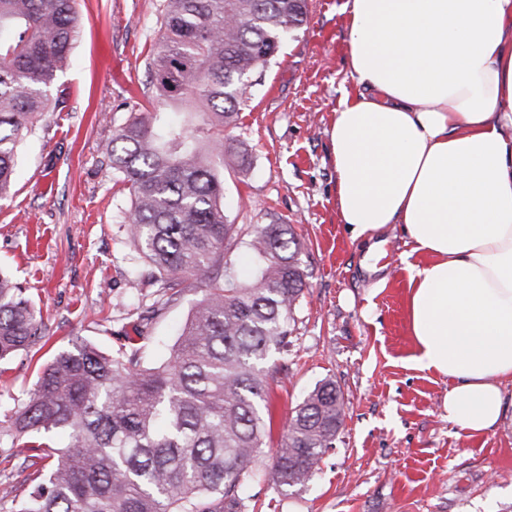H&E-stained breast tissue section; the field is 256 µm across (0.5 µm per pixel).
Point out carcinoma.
<instances>
[{
    "label": "carcinoma",
    "mask_w": 512,
    "mask_h": 512,
    "mask_svg": "<svg viewBox=\"0 0 512 512\" xmlns=\"http://www.w3.org/2000/svg\"><path fill=\"white\" fill-rule=\"evenodd\" d=\"M161 17L149 88L159 104L198 105L206 136L140 112L114 130L107 153L129 189L137 252L172 295L188 277L205 281L204 294L157 366L139 348L110 356L83 340L39 368L4 436L33 451L30 465L54 463L25 498L0 488L12 512H256L244 484L267 436L260 404L306 280L290 224L259 225L253 274L224 275L238 231L225 220L220 171L224 157H240L224 129L236 125L240 90L307 21L308 0H163ZM78 23L75 0H0V200ZM42 336L39 308L0 273V362ZM344 417L333 380L303 397L271 457L278 491L313 478Z\"/></svg>",
    "instance_id": "1"
}]
</instances>
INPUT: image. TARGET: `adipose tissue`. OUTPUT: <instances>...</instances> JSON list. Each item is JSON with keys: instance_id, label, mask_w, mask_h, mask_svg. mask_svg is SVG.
Listing matches in <instances>:
<instances>
[{"instance_id": "1", "label": "adipose tissue", "mask_w": 512, "mask_h": 512, "mask_svg": "<svg viewBox=\"0 0 512 512\" xmlns=\"http://www.w3.org/2000/svg\"><path fill=\"white\" fill-rule=\"evenodd\" d=\"M328 129L352 238L403 225L415 364L448 420L495 429L512 382V0H347Z\"/></svg>"}]
</instances>
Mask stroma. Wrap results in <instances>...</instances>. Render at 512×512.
<instances>
[{
  "mask_svg": "<svg viewBox=\"0 0 512 512\" xmlns=\"http://www.w3.org/2000/svg\"><path fill=\"white\" fill-rule=\"evenodd\" d=\"M309 18L283 41L248 92L230 135L245 164L224 169V213L241 237L289 224L301 241L307 292L296 341L277 355L264 413L276 447L317 382L336 381L345 418L315 477L282 494L251 481L265 512H512V384L505 417L469 436L443 407L446 378L416 368L401 226L355 241L336 214L327 135L347 75L345 0H308ZM162 0H77L71 64L21 145L12 198L0 202V269L40 308L45 337L0 364V426L29 398L36 371L82 339L164 359L203 282L170 303L129 241L130 196L109 165L114 129L149 105L147 57L163 44ZM148 317L151 339L138 336ZM26 449L0 441V485L25 494Z\"/></svg>",
  "mask_w": 512,
  "mask_h": 512,
  "instance_id": "35a3bbf8",
  "label": "stroma"
}]
</instances>
